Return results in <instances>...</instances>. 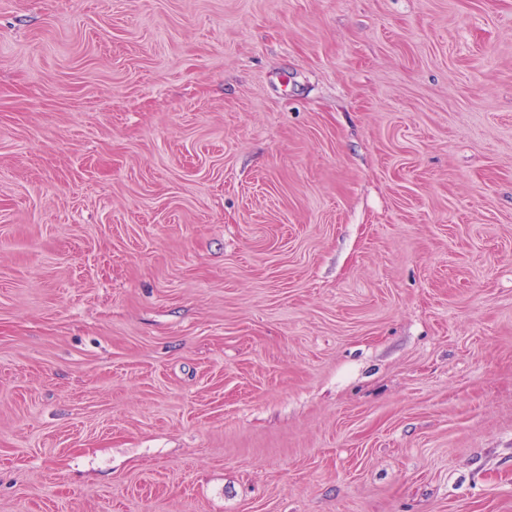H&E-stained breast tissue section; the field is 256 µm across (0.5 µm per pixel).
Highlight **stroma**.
Here are the masks:
<instances>
[{
    "mask_svg": "<svg viewBox=\"0 0 512 512\" xmlns=\"http://www.w3.org/2000/svg\"><path fill=\"white\" fill-rule=\"evenodd\" d=\"M0 512H512V0H0Z\"/></svg>",
    "mask_w": 512,
    "mask_h": 512,
    "instance_id": "obj_1",
    "label": "stroma"
}]
</instances>
